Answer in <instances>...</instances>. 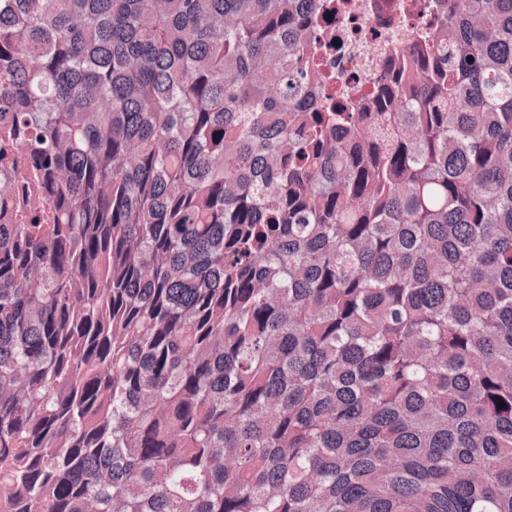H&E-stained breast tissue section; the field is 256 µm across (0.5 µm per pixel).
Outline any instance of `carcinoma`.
Instances as JSON below:
<instances>
[{
    "instance_id": "1",
    "label": "carcinoma",
    "mask_w": 512,
    "mask_h": 512,
    "mask_svg": "<svg viewBox=\"0 0 512 512\" xmlns=\"http://www.w3.org/2000/svg\"><path fill=\"white\" fill-rule=\"evenodd\" d=\"M324 6L0 0V512H512V0ZM373 1L350 0L356 7L333 19V25L352 35L346 51L325 60L335 76L328 90L335 97L337 91L341 102L344 98L354 100L372 88L381 73L388 42L404 40L406 33L425 27L429 21L420 12L394 8L402 0H381L383 8L372 7ZM372 51L377 53L374 60L369 58Z\"/></svg>"
}]
</instances>
